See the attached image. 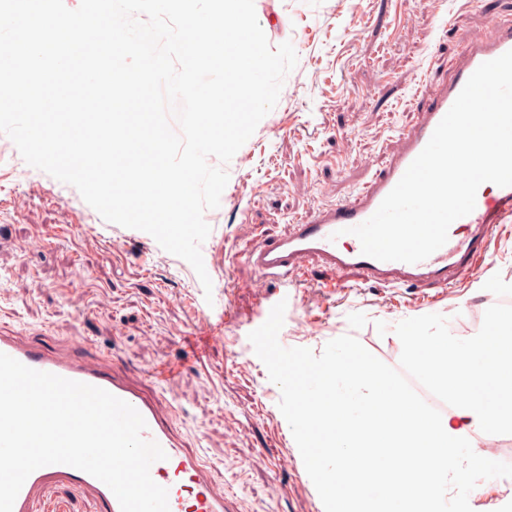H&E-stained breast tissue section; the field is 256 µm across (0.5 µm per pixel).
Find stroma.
Returning <instances> with one entry per match:
<instances>
[{"mask_svg":"<svg viewBox=\"0 0 512 512\" xmlns=\"http://www.w3.org/2000/svg\"><path fill=\"white\" fill-rule=\"evenodd\" d=\"M254 0L271 46L291 42L288 89L231 160L229 181L201 245L213 283L149 234L106 222L71 185L28 165L0 133V335L77 356L159 398L184 447L213 468L234 512H324L278 408L280 390L248 339L266 310L286 301L278 340L321 354L351 335L391 367L395 325L440 314L456 334H476L485 279L512 295V233L492 246L481 277L444 295L436 285L387 287L310 262L288 287L264 286L243 257L258 235L278 237L310 213L345 202L402 148L461 59L462 35L485 41L512 20V0ZM34 241L43 247L28 254ZM308 322L313 337L296 333ZM170 366L163 380L155 370ZM473 512H512V478L469 495ZM36 512H94L89 494L62 484Z\"/></svg>","mask_w":512,"mask_h":512,"instance_id":"1","label":"stroma"}]
</instances>
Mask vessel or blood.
I'll return each instance as SVG.
<instances>
[{
	"label": "vessel or blood",
	"mask_w": 512,
	"mask_h": 512,
	"mask_svg": "<svg viewBox=\"0 0 512 512\" xmlns=\"http://www.w3.org/2000/svg\"><path fill=\"white\" fill-rule=\"evenodd\" d=\"M466 44L469 51L465 63L454 70L447 90L433 98L422 123L404 132L403 149L388 161L382 176L358 190L352 200L301 219L291 225L286 235L258 240L247 252V263L262 281L279 286L291 284L313 259L331 270L355 271L365 281L392 287H444L479 272L495 228L512 219V186L482 184L474 210L451 224L446 244L415 264L365 256L359 240L349 232L350 227L363 223L376 212L424 149L475 70L512 50V21L501 25L495 42L483 44L470 38ZM0 353L30 368L101 387L134 406L147 423L144 438L157 441L167 454L165 460L153 463L150 473L157 484L167 488L170 512H231L229 494L215 488L210 469L200 454L181 448L174 428L160 415L154 400L94 363L59 358L31 343L0 336ZM60 484L89 490L95 512H120L117 499L103 482L64 464L47 465L32 472L15 500L13 512H35L37 494Z\"/></svg>",
	"instance_id": "vessel-or-blood-1"
}]
</instances>
